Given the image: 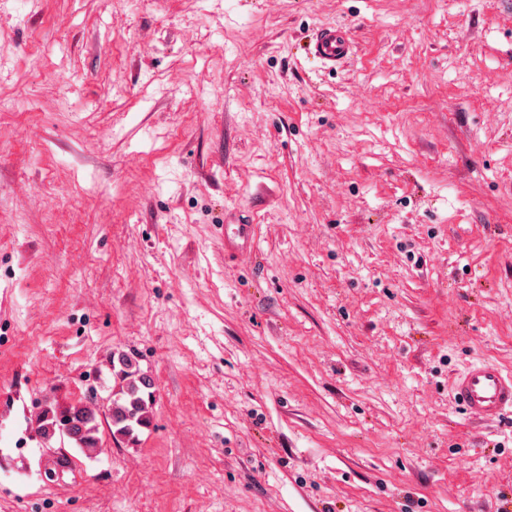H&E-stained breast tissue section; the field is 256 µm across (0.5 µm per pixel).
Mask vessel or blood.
<instances>
[{
    "mask_svg": "<svg viewBox=\"0 0 512 512\" xmlns=\"http://www.w3.org/2000/svg\"><path fill=\"white\" fill-rule=\"evenodd\" d=\"M352 52L345 31L331 24L322 25L306 49L323 68L332 70ZM451 395L477 420H497L512 413V372L493 364H473L456 375Z\"/></svg>",
    "mask_w": 512,
    "mask_h": 512,
    "instance_id": "1",
    "label": "vessel or blood"
}]
</instances>
